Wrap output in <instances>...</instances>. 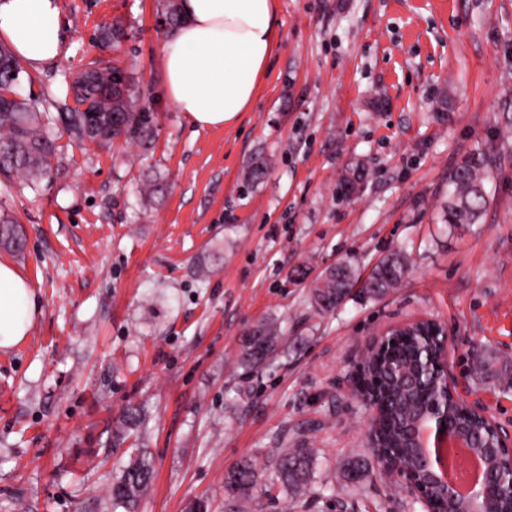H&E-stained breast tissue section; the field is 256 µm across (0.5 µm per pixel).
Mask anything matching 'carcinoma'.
I'll list each match as a JSON object with an SVG mask.
<instances>
[{"mask_svg":"<svg viewBox=\"0 0 512 512\" xmlns=\"http://www.w3.org/2000/svg\"><path fill=\"white\" fill-rule=\"evenodd\" d=\"M22 66L12 50L0 44V90L12 91ZM120 68L91 62L66 82L65 100L71 105L53 115L43 107L37 94L26 98L0 97V183L21 175L27 186L37 189L40 179L52 170L55 146L49 130L57 119L65 120L69 131L82 140L108 142L122 137L140 146L150 144L157 135L155 113L145 105L146 92L127 80L121 91H108ZM496 165L494 155L477 149L467 154L448 174V200L443 223L479 224L489 203L487 182ZM0 245L18 250L22 237L17 221L7 213L0 215ZM406 272L404 257L399 253L385 256L362 279L350 263L343 261L331 268L310 289L309 301L317 311H334L352 292L360 290L377 297L397 287ZM282 330L274 323L260 321L244 334L241 364L256 371L269 364L278 354ZM432 349L421 337L409 336L391 347L383 357L367 352L362 360L365 378L378 390V414L372 417L370 430L375 436V451L384 457L414 461L410 452L414 426L426 416L435 394L437 377L428 366ZM469 373L480 384H491L512 392V359L472 346ZM452 430L463 436L472 449L493 443L486 423L455 404L448 415ZM275 465L264 475L249 461H244L224 476L225 507L228 512H257L260 504L250 502L253 488L265 480L279 483L292 497L305 494L315 463V452L300 443L290 448L274 449ZM154 480L152 462L142 448H133L128 462L112 479V510L137 512L141 500L149 493ZM443 512H474L473 499L464 502L444 498Z\"/></svg>","mask_w":512,"mask_h":512,"instance_id":"carcinoma-1","label":"carcinoma"}]
</instances>
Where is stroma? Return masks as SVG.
<instances>
[{
	"label": "stroma",
	"instance_id": "obj_1",
	"mask_svg": "<svg viewBox=\"0 0 512 512\" xmlns=\"http://www.w3.org/2000/svg\"><path fill=\"white\" fill-rule=\"evenodd\" d=\"M59 2L65 52L24 68L22 92L60 112L63 69L106 59L146 90L159 130L146 151L54 126L50 178L0 195L25 240L0 261L38 302L27 336L0 349V506L112 512V478L137 446L156 473L140 512L200 497L224 512L227 471L270 467L271 448L302 435L317 451L302 505L260 487L261 512H421L388 489L352 376L372 337L440 321L461 393L512 430V394L465 373L475 345L512 359V0H278L279 44L251 111L199 130L166 95L163 0ZM110 24L124 36L107 46ZM479 146L499 154L483 220L442 224L448 174ZM355 166L363 183L337 195ZM153 179L166 189L148 203ZM398 249L399 288L311 307L327 268L346 260L365 275ZM265 320L286 341L250 372L241 339ZM131 405L142 424L122 443L113 427ZM356 460L366 477L343 480Z\"/></svg>",
	"mask_w": 512,
	"mask_h": 512
}]
</instances>
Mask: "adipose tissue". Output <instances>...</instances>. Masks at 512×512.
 <instances>
[{"label": "adipose tissue", "mask_w": 512, "mask_h": 512, "mask_svg": "<svg viewBox=\"0 0 512 512\" xmlns=\"http://www.w3.org/2000/svg\"><path fill=\"white\" fill-rule=\"evenodd\" d=\"M183 21L164 46L166 94L197 128L233 124L252 104L279 41L276 0H180ZM0 39L29 67L55 61L66 43L59 0H0ZM35 291L0 262V348L28 333Z\"/></svg>", "instance_id": "obj_1"}]
</instances>
